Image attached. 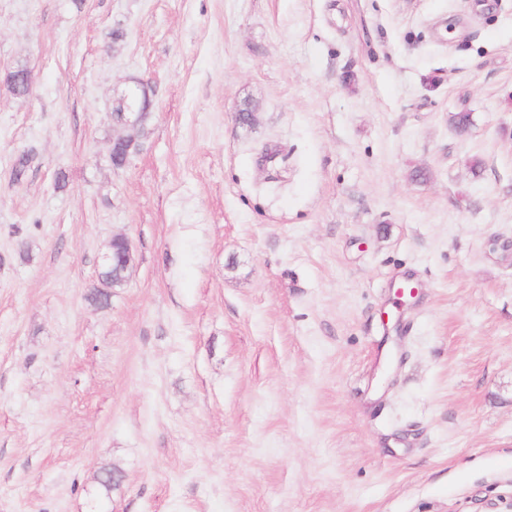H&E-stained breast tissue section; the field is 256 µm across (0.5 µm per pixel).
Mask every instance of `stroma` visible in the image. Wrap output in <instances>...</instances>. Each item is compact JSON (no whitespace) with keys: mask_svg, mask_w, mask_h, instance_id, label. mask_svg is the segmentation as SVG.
Listing matches in <instances>:
<instances>
[{"mask_svg":"<svg viewBox=\"0 0 512 512\" xmlns=\"http://www.w3.org/2000/svg\"><path fill=\"white\" fill-rule=\"evenodd\" d=\"M0 512H512V0H0ZM149 107L150 103L146 104L140 112H130L124 122V125L122 126L123 132L113 136L112 148L115 141L124 142V144L127 146L126 154L119 163L113 165L112 159L110 158L113 169L119 170L124 168L128 163V152L132 150V153H134L138 150L139 142L137 140V132L145 125L146 119H148Z\"/></svg>","mask_w":512,"mask_h":512,"instance_id":"stroma-1","label":"stroma"}]
</instances>
